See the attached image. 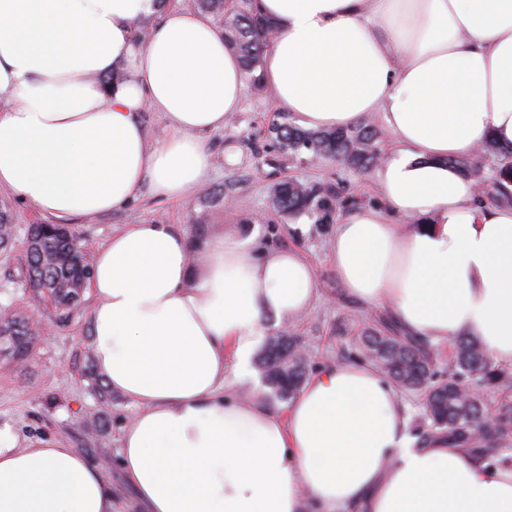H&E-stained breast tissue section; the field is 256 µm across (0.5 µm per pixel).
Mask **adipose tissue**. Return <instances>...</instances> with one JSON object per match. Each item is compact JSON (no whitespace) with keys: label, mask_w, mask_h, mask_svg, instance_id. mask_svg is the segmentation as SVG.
Returning a JSON list of instances; mask_svg holds the SVG:
<instances>
[{"label":"adipose tissue","mask_w":512,"mask_h":512,"mask_svg":"<svg viewBox=\"0 0 512 512\" xmlns=\"http://www.w3.org/2000/svg\"><path fill=\"white\" fill-rule=\"evenodd\" d=\"M251 7L273 29L262 81L299 127L376 113L395 141L384 209L336 227L345 294L387 307L407 335L467 336L512 365V206L479 203L449 163L489 140L512 148V0ZM243 77L208 17L165 0H0V190L58 224L124 208L146 184L184 198ZM148 108L171 129L152 144ZM257 248L233 225L196 245L184 225L135 222L95 255L93 356L140 408L121 466L146 512H512V467L419 442L372 366L320 369L282 414L227 395V361L244 376L269 318L304 314L317 294L299 250ZM0 512H112V494L77 449L19 448L0 429Z\"/></svg>","instance_id":"obj_1"}]
</instances>
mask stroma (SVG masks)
Here are the masks:
<instances>
[{"label": "stroma", "instance_id": "1", "mask_svg": "<svg viewBox=\"0 0 512 512\" xmlns=\"http://www.w3.org/2000/svg\"><path fill=\"white\" fill-rule=\"evenodd\" d=\"M293 116L275 104L265 86L246 83L239 112L223 128L206 138L210 165L201 184L183 200L155 197L149 188L126 209L75 219L83 246L96 252L112 233L131 222L182 224L191 239L204 240L236 225L243 236L257 235L268 250L299 248L313 265L317 296L309 312L288 322L310 355L309 373L338 362L349 352L351 339L371 319L385 315L381 306L364 307L347 298L336 277L331 243L336 227L317 224L308 216L286 217L272 206V190L293 178L339 188L337 217L360 209H379L377 169L356 171L332 161L309 162L285 158L269 140L274 123H293ZM22 242L0 253V318L23 313L48 326L37 336L23 363L0 353V425H9L18 447L69 446L105 474L112 488L113 512H142L119 460L122 435L138 408L121 394H113L103 408L91 390L92 297L69 318L59 317L47 298L27 288L22 271ZM268 322V335L280 329Z\"/></svg>", "mask_w": 512, "mask_h": 512}]
</instances>
